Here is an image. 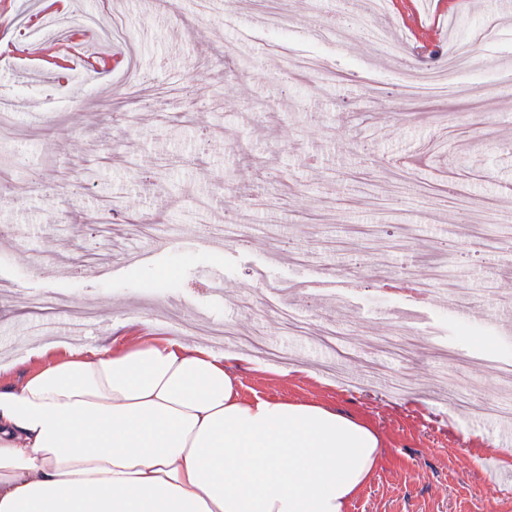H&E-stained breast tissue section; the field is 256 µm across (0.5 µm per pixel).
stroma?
Wrapping results in <instances>:
<instances>
[{"instance_id":"obj_1","label":"stroma","mask_w":512,"mask_h":512,"mask_svg":"<svg viewBox=\"0 0 512 512\" xmlns=\"http://www.w3.org/2000/svg\"><path fill=\"white\" fill-rule=\"evenodd\" d=\"M49 10L119 16L142 82L116 89L107 64L50 71L36 32ZM356 12L0 0V98L32 105L0 136V356L17 380L63 324L92 343L127 319L223 345L247 357L245 395L378 429L381 460L349 512H512V420L485 410L512 411V0H378L338 33ZM314 24L322 39L305 35ZM420 41L432 67L464 50L451 93L403 97ZM254 54L263 64L244 69ZM298 60L314 72L280 85ZM135 251L150 257L125 264ZM388 374L405 392L371 381Z\"/></svg>"}]
</instances>
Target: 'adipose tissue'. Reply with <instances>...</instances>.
I'll use <instances>...</instances> for the list:
<instances>
[{
  "label": "adipose tissue",
  "mask_w": 512,
  "mask_h": 512,
  "mask_svg": "<svg viewBox=\"0 0 512 512\" xmlns=\"http://www.w3.org/2000/svg\"><path fill=\"white\" fill-rule=\"evenodd\" d=\"M0 363V512H348L383 441L329 407L248 397L241 357L138 323Z\"/></svg>",
  "instance_id": "1"
}]
</instances>
